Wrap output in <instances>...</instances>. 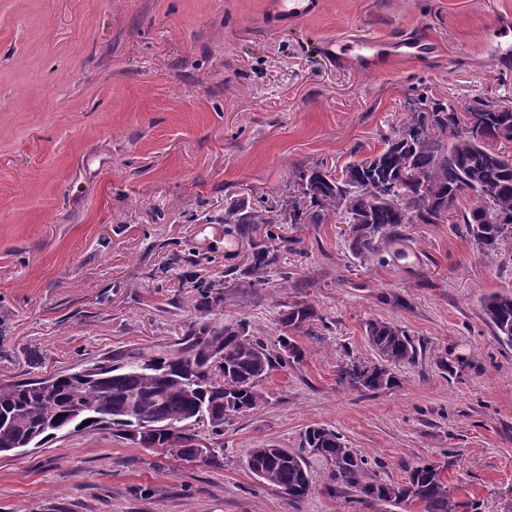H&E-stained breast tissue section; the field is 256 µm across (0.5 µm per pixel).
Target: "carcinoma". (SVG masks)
Returning <instances> with one entry per match:
<instances>
[{
  "label": "carcinoma",
  "mask_w": 512,
  "mask_h": 512,
  "mask_svg": "<svg viewBox=\"0 0 512 512\" xmlns=\"http://www.w3.org/2000/svg\"><path fill=\"white\" fill-rule=\"evenodd\" d=\"M512 107L491 98L459 105L423 95L411 103L408 119L371 159L340 169L310 167L296 175L297 194L281 201L262 200L255 207L233 202L224 208V223L247 238L252 262L242 274L266 284V270L277 265L279 247L272 231L256 236L260 225H347L349 247L362 263L378 257L401 238L404 225L462 224L483 252L491 253L512 234ZM491 211L494 224L478 220ZM497 335L512 344V295L494 294L483 303ZM315 311L295 302L280 319V352L250 334L246 324L211 326L189 334L187 345L173 351L137 352L117 364L93 363L96 377L73 372L0 385V449L16 450L33 440L55 439L54 428L67 424L74 433L101 425L116 436L146 448H161L178 460L219 463L224 424L255 409L258 385L269 373L302 359L303 351L288 333L316 335ZM368 341L380 364L356 378L370 390L396 384L391 365L414 360L416 350L400 327L384 321L367 323ZM209 432L207 454L193 453L197 429ZM331 465L336 486L356 489L364 498L390 505L421 504L423 512H456L441 469L421 464L407 470L404 481L366 480V461L330 429L310 427L298 451L263 445L246 452L248 469L281 489L292 501L306 497L312 485L304 450Z\"/></svg>",
  "instance_id": "carcinoma-1"
}]
</instances>
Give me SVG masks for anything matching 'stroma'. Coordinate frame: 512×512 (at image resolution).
<instances>
[{"mask_svg":"<svg viewBox=\"0 0 512 512\" xmlns=\"http://www.w3.org/2000/svg\"><path fill=\"white\" fill-rule=\"evenodd\" d=\"M508 15L512 0H322L274 31L264 0H0V383L173 350L203 323L241 321L273 345L288 304L317 313L295 338L302 360L225 423L220 464L88 429L0 454V512H422L359 501L315 452L298 502L245 467L247 449H299L310 426L359 450L371 480L427 462L457 512H512V345L483 314L512 294V236L487 255L462 225L415 224L363 264L339 224H278L287 279L210 302L195 286L200 260L219 283L246 263L228 204L376 153L416 95L512 106V68L487 50ZM406 34L433 59L363 71L318 50ZM376 319L417 350L380 391L354 381L379 361Z\"/></svg>","mask_w":512,"mask_h":512,"instance_id":"obj_1","label":"stroma"}]
</instances>
